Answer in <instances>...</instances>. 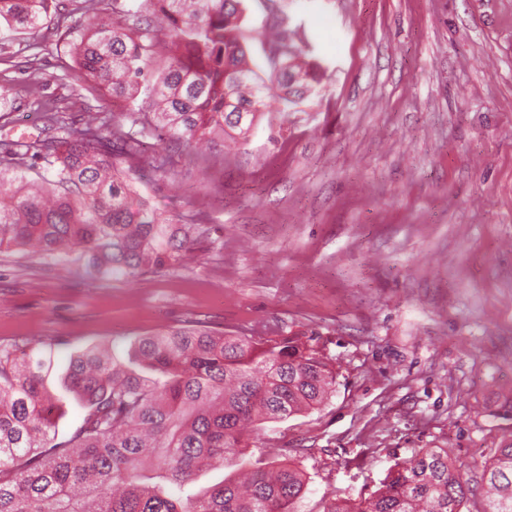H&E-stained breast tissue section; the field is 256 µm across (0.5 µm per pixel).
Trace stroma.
<instances>
[{
    "instance_id": "1",
    "label": "stroma",
    "mask_w": 512,
    "mask_h": 512,
    "mask_svg": "<svg viewBox=\"0 0 512 512\" xmlns=\"http://www.w3.org/2000/svg\"><path fill=\"white\" fill-rule=\"evenodd\" d=\"M325 78L297 110L201 165L154 131L136 175L191 260L132 280L0 251V345L56 342L48 389L101 343L215 331L310 336L336 390L318 410L258 425L250 446L307 474L295 512L368 497L395 463L450 449L482 465L512 438V0H277ZM128 102L74 68L67 39L0 28V139L43 137V114L122 120ZM167 154L166 172L155 169Z\"/></svg>"
}]
</instances>
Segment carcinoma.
I'll return each instance as SVG.
<instances>
[{
	"label": "carcinoma",
	"instance_id": "cac0c4a2",
	"mask_svg": "<svg viewBox=\"0 0 512 512\" xmlns=\"http://www.w3.org/2000/svg\"><path fill=\"white\" fill-rule=\"evenodd\" d=\"M240 0H112L68 23L62 0H0V23L70 40L85 76L132 104L126 119L161 134V150L246 140L267 99L283 109L318 93L305 37L274 12L269 73L247 55ZM136 156L124 124L103 132L96 116L34 142L0 139V249L61 254L97 279H135L172 268L192 249L195 224H172L116 173ZM55 342L0 346V512H293L306 474L258 457L245 488L232 481L183 496L205 467L249 448L245 423L318 409L333 391L332 358L298 337L216 334L185 324L144 336L129 363L106 347L70 359L65 389L85 410L66 439L52 435L61 399L44 387ZM484 512H512V439L483 467ZM467 469L445 448H421L358 504L326 512H463Z\"/></svg>",
	"mask_w": 512,
	"mask_h": 512
}]
</instances>
